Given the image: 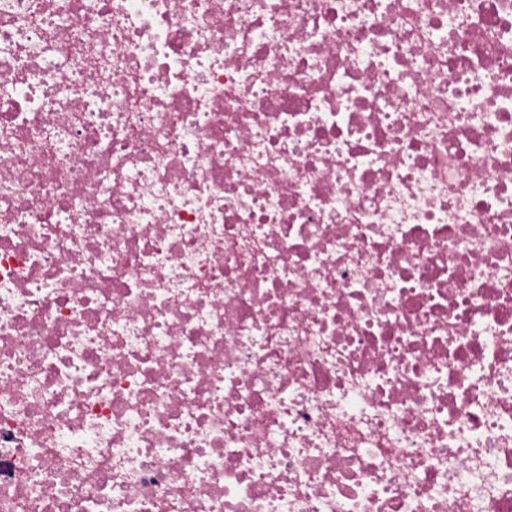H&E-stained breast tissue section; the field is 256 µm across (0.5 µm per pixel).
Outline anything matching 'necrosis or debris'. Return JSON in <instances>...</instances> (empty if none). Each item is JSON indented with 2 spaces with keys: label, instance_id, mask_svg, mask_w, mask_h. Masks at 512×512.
Returning a JSON list of instances; mask_svg holds the SVG:
<instances>
[{
  "label": "necrosis or debris",
  "instance_id": "1",
  "mask_svg": "<svg viewBox=\"0 0 512 512\" xmlns=\"http://www.w3.org/2000/svg\"><path fill=\"white\" fill-rule=\"evenodd\" d=\"M0 512H512V0H0Z\"/></svg>",
  "mask_w": 512,
  "mask_h": 512
}]
</instances>
